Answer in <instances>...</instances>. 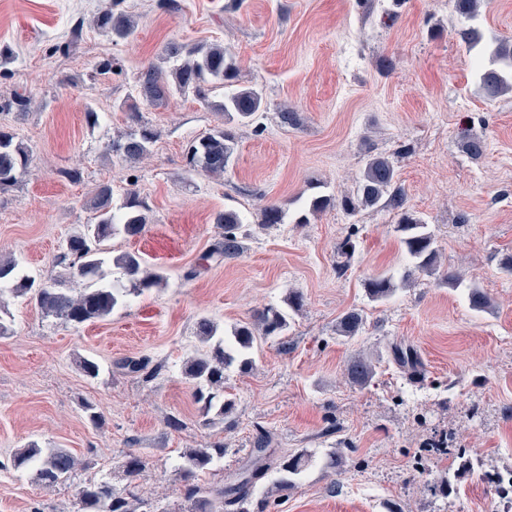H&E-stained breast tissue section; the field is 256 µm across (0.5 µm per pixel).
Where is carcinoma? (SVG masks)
<instances>
[{"label":"carcinoma","mask_w":512,"mask_h":512,"mask_svg":"<svg viewBox=\"0 0 512 512\" xmlns=\"http://www.w3.org/2000/svg\"><path fill=\"white\" fill-rule=\"evenodd\" d=\"M95 27L113 41L132 40L137 24L132 16L113 8L98 13ZM162 53L165 60L173 62L169 71L149 64L137 73L136 87L139 97L149 104L163 103L173 94L191 93L197 99L208 101L210 91L224 88V98L211 103L222 122L208 133L194 140L188 147L185 159L191 171H201L213 176L223 175L231 163L236 143L234 125L252 122L264 104L263 93L255 87L237 84L238 65L230 48L221 43L187 45L169 42ZM479 85L484 95L496 98L512 89V46L504 42L492 54L489 65L478 70ZM128 130L112 141V154L123 161H137L146 157L155 139L154 130L139 112L127 113ZM31 151L27 144L6 129L0 128V187L18 182L26 172ZM395 167L385 156L367 159L356 192L342 197L340 205L353 214L360 209L392 206L398 209L394 231L410 260L400 278L378 274L365 280L364 288L370 300L383 302L390 299L400 287L412 284L420 273L434 275L440 267V253L429 225L405 207V195L394 188ZM333 198L313 193L306 198L304 208L293 220L295 224H308L310 217L324 212ZM95 221L80 225L62 245L61 260L73 258L68 278L84 282L79 291L60 287V281L51 279L40 285L30 277L19 275L18 263L12 258H0V283L15 282L10 292L24 297L45 317H52L73 326L105 319L129 295L140 294L165 283L163 275L151 270L136 252H125L113 258L106 256L102 243L118 231L128 236L143 233L150 223V209L140 195L130 190L126 193L121 213L112 207V186L99 185L91 200ZM288 209L282 204L271 203L261 212L259 228L265 229L285 224ZM224 233L207 254L216 261L233 260L243 252V238L248 236L238 213L228 210L215 218ZM121 270L116 280L107 279L106 266ZM469 301L473 309L484 311L490 307L488 296L481 288L469 285ZM303 297L290 290L283 303L286 309L264 307L253 315L250 322L235 326L229 337L217 335V325L208 317L198 319L195 336L198 346L184 363L182 373L194 386L193 398L200 405L202 425L213 426L229 419L236 409L234 399L224 395V382L228 372L241 374L253 367L252 349L259 339L288 335V311L302 307ZM366 316L361 309H350L336 322V334L352 338L361 332ZM377 374L376 361L357 355L345 367L349 383L363 387ZM224 458V444L213 443L201 448H187L181 454L177 476L184 483L185 512H245L240 505L246 503L256 486L269 470L276 473L272 487L285 490L296 484L299 475L311 461L305 450L284 453L277 459L271 454L254 456L252 474L234 486L199 485V476ZM15 469L30 471L33 480L42 488L52 490L70 483L81 468V460L65 448H44L36 441L16 449L12 456ZM146 470V461L131 452L125 461V472L130 484L117 488L109 479L80 482L74 485L78 512H135L132 483L138 481Z\"/></svg>","instance_id":"carcinoma-1"}]
</instances>
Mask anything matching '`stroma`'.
<instances>
[{
    "mask_svg": "<svg viewBox=\"0 0 512 512\" xmlns=\"http://www.w3.org/2000/svg\"><path fill=\"white\" fill-rule=\"evenodd\" d=\"M175 2L163 11L157 0H0V46L12 51L0 65V125L32 151L27 173L0 189V255L36 280L63 276L60 246L91 223L88 202L108 183L113 207L133 188L152 216L147 232L117 234L108 251L139 253L168 276L166 287L79 327L5 297L12 332L0 337V512H77L72 487L45 490L14 469L15 449L31 440L79 457L78 480L117 487L128 483L126 454L138 452L148 470L136 512H177L183 450L223 442V460L200 477L219 485L247 467L262 430L271 450L312 456L294 488L274 493L271 479L258 483L266 512H512L497 485L512 472V276L499 268L512 254V91L487 99L477 73L498 42L512 43V0H481L473 20L451 0ZM114 3L135 15L134 41L112 42L94 27L95 14ZM470 27L482 36L473 46L461 37ZM171 41L230 47L240 84L263 91L266 107L237 128L224 176L185 168L187 145L220 120L209 103L186 95L152 106L136 92L137 72L160 63ZM107 58L111 72L99 73ZM19 92L33 100L23 112L7 107ZM132 106L158 133L141 162L109 150ZM89 108L98 113L93 127ZM284 108L297 112L298 126H280ZM467 134L485 141L481 158L464 151ZM375 155L393 161L406 207L429 224L443 268L462 274L463 287L422 274L385 302L368 299V276L408 264L390 208L349 215L334 206L308 224L257 230L263 204L296 211L316 180L341 198ZM73 167L80 182L60 175ZM224 210L255 232L238 259L216 264L204 256ZM347 238L356 248L344 264L337 247ZM193 267L197 277L185 279ZM471 281L488 310L471 308ZM291 289L304 305L287 336L258 341L253 370L226 380L234 424L202 426L182 374L196 321L211 317L229 334ZM352 308L364 310V329L337 336L338 318ZM399 349L418 357L420 375L399 366ZM358 353L378 361L364 388L343 376ZM82 356L98 359V379L80 372ZM123 359L146 360L154 376L126 373ZM86 401L102 427L86 420ZM172 417L180 429L169 428ZM442 437L448 447L438 454L430 443ZM332 451L343 457L341 472L324 466ZM461 456L472 469L459 475Z\"/></svg>",
    "mask_w": 512,
    "mask_h": 512,
    "instance_id": "1",
    "label": "stroma"
}]
</instances>
